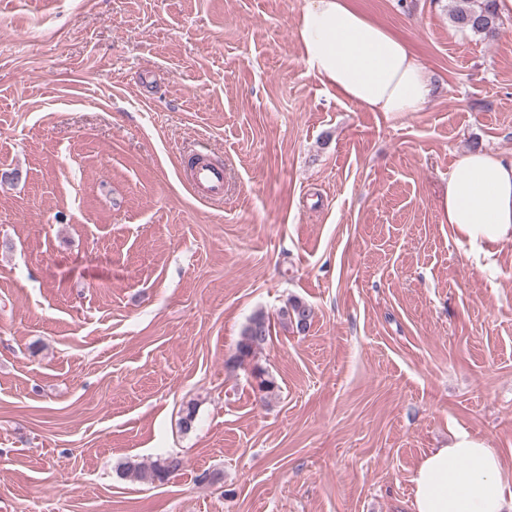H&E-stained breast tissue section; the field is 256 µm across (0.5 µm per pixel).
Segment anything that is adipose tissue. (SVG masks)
Wrapping results in <instances>:
<instances>
[{
	"mask_svg": "<svg viewBox=\"0 0 512 512\" xmlns=\"http://www.w3.org/2000/svg\"><path fill=\"white\" fill-rule=\"evenodd\" d=\"M298 39L309 73L372 112H416L428 102L425 68L405 41L368 19L349 0H308ZM443 223L473 256L512 241V160L464 154L441 198ZM412 512H512V477L497 449L467 432L426 454L411 478Z\"/></svg>",
	"mask_w": 512,
	"mask_h": 512,
	"instance_id": "ef3b65f1",
	"label": "adipose tissue"
}]
</instances>
